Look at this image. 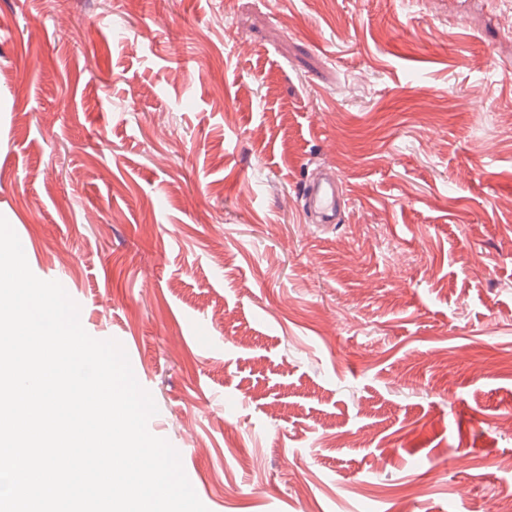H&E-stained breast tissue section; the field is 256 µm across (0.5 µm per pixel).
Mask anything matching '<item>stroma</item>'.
Returning a JSON list of instances; mask_svg holds the SVG:
<instances>
[{
  "instance_id": "1",
  "label": "stroma",
  "mask_w": 512,
  "mask_h": 512,
  "mask_svg": "<svg viewBox=\"0 0 512 512\" xmlns=\"http://www.w3.org/2000/svg\"><path fill=\"white\" fill-rule=\"evenodd\" d=\"M504 0H0V215L209 512L512 485ZM341 178L309 224L306 175Z\"/></svg>"
}]
</instances>
